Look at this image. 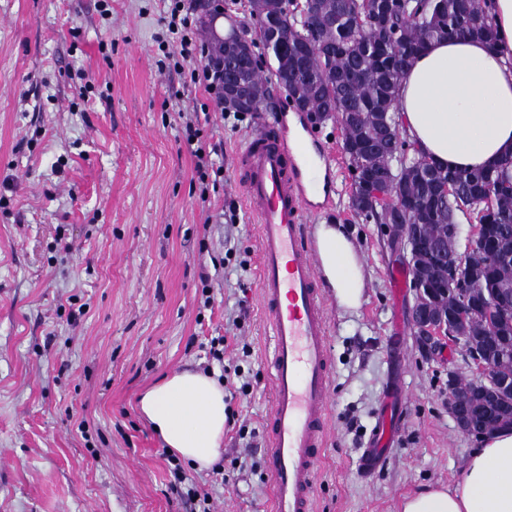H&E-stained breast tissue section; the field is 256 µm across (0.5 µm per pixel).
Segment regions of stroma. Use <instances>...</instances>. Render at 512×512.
Segmentation results:
<instances>
[{"label": "stroma", "instance_id": "obj_1", "mask_svg": "<svg viewBox=\"0 0 512 512\" xmlns=\"http://www.w3.org/2000/svg\"><path fill=\"white\" fill-rule=\"evenodd\" d=\"M163 7L112 0L107 26L96 0H0V512H186L136 399L173 371L217 376L225 365L242 370L230 384L251 387L227 403L223 480L196 478L211 512H270V327L257 294V226L233 171L255 119L223 118L202 87L159 71ZM204 108L205 135L224 144V184L205 198L180 140L184 114ZM311 133L327 150L332 203L310 222L345 224L368 275L355 312L325 295L332 431L316 512H400L423 486L454 487L474 446L448 412L446 388L449 375L470 378L468 355L459 340L436 356L419 350L417 291L395 293L390 280L404 265L393 232L352 210L339 125ZM72 295L86 305L74 321ZM398 331L401 431L366 473L359 455ZM216 336L226 339L220 365L207 356ZM243 426L257 437H240Z\"/></svg>", "mask_w": 512, "mask_h": 512}]
</instances>
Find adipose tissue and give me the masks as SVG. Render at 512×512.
I'll use <instances>...</instances> for the list:
<instances>
[{
  "label": "adipose tissue",
  "instance_id": "adipose-tissue-1",
  "mask_svg": "<svg viewBox=\"0 0 512 512\" xmlns=\"http://www.w3.org/2000/svg\"><path fill=\"white\" fill-rule=\"evenodd\" d=\"M495 43L435 39L411 59L396 108L416 153L452 170L491 169L512 153V0H487ZM316 250L340 307L357 309L366 271L341 224H320ZM218 380L172 373L139 399L142 415L166 448L196 470L219 458L227 420ZM401 512H512V427L480 436L453 489L426 486L404 497Z\"/></svg>",
  "mask_w": 512,
  "mask_h": 512
}]
</instances>
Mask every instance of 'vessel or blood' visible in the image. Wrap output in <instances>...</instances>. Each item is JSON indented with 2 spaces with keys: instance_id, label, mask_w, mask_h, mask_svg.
Instances as JSON below:
<instances>
[{
  "instance_id": "obj_1",
  "label": "vessel or blood",
  "mask_w": 512,
  "mask_h": 512,
  "mask_svg": "<svg viewBox=\"0 0 512 512\" xmlns=\"http://www.w3.org/2000/svg\"><path fill=\"white\" fill-rule=\"evenodd\" d=\"M247 209L259 229L258 289L271 329L267 424L274 512H312L316 471L329 409L328 315L308 218L320 193L299 140L282 112L261 121L233 158ZM398 378L385 388V417L373 427L361 463L376 469L388 452L387 423L399 419Z\"/></svg>"
}]
</instances>
